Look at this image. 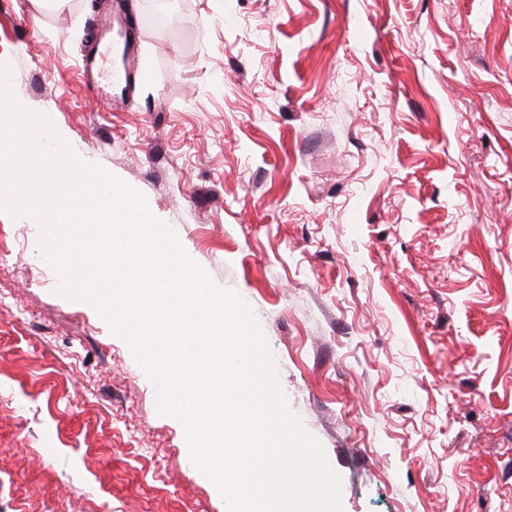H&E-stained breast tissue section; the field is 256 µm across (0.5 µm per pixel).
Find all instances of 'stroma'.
<instances>
[{"label":"stroma","instance_id":"obj_1","mask_svg":"<svg viewBox=\"0 0 512 512\" xmlns=\"http://www.w3.org/2000/svg\"><path fill=\"white\" fill-rule=\"evenodd\" d=\"M145 3L0 0L16 100L248 306L341 512H512V0ZM40 235L0 211V512H227Z\"/></svg>","mask_w":512,"mask_h":512}]
</instances>
